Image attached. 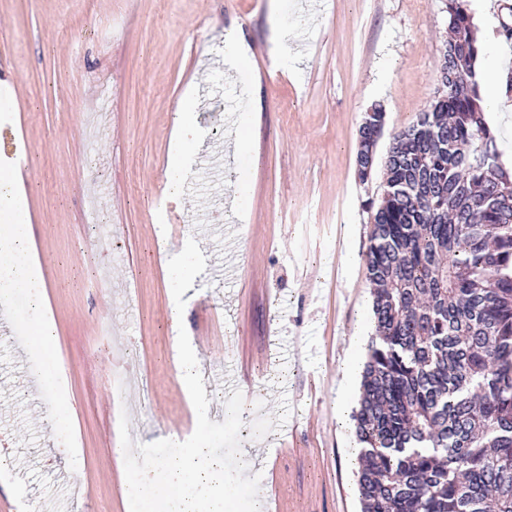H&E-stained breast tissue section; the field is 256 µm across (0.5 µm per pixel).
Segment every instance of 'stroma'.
Wrapping results in <instances>:
<instances>
[{
  "instance_id": "stroma-1",
  "label": "stroma",
  "mask_w": 512,
  "mask_h": 512,
  "mask_svg": "<svg viewBox=\"0 0 512 512\" xmlns=\"http://www.w3.org/2000/svg\"><path fill=\"white\" fill-rule=\"evenodd\" d=\"M292 68L272 64L281 27ZM448 26L447 0H0V130L20 141L34 215L31 253L45 311L8 303L0 338V512H130L121 415L143 443L191 436L197 417L174 349L186 329L206 392L229 365L265 383L245 395L256 426L247 465L271 457L259 497L268 512H361L357 443L336 418L346 349L372 335L373 286L364 207L384 181L388 134L430 102ZM242 29L248 65L224 62V33ZM191 102L199 140L174 120ZM383 102L386 138L368 184L355 177L357 129ZM246 127L224 153L226 115ZM192 157L181 205L166 202L174 148ZM96 168H89V160ZM244 187L245 202L219 208ZM240 237L227 246L224 227ZM195 238L208 272L171 317V256ZM358 262L346 266V253ZM50 317L66 393L43 383L33 335ZM139 353L128 359V349ZM71 408V422L46 417ZM290 447L279 448L288 425Z\"/></svg>"
}]
</instances>
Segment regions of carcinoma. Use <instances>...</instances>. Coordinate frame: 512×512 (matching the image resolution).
I'll list each match as a JSON object with an SVG mask.
<instances>
[{
    "label": "carcinoma",
    "mask_w": 512,
    "mask_h": 512,
    "mask_svg": "<svg viewBox=\"0 0 512 512\" xmlns=\"http://www.w3.org/2000/svg\"><path fill=\"white\" fill-rule=\"evenodd\" d=\"M445 90L392 137L353 420L363 512H512V176L485 125L468 0H448ZM357 153L377 150L371 107Z\"/></svg>",
    "instance_id": "obj_1"
}]
</instances>
